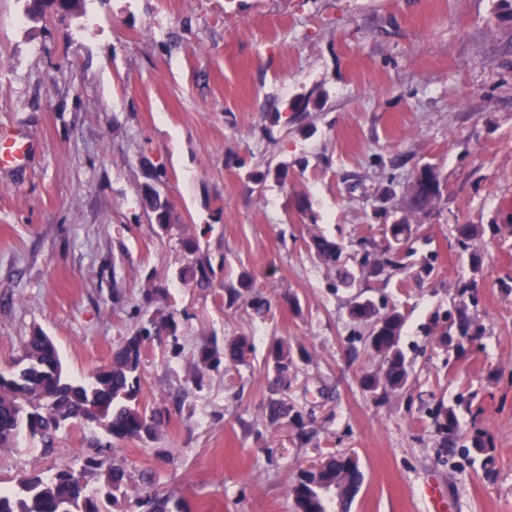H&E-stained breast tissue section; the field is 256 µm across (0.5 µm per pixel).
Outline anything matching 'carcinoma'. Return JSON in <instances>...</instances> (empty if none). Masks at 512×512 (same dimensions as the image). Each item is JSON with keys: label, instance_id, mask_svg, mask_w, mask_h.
<instances>
[{"label": "carcinoma", "instance_id": "1", "mask_svg": "<svg viewBox=\"0 0 512 512\" xmlns=\"http://www.w3.org/2000/svg\"><path fill=\"white\" fill-rule=\"evenodd\" d=\"M280 182L288 178V164L271 170L254 169L247 174L249 182L260 185L269 177ZM437 169L422 165L407 188L409 215L386 228L388 246L371 264L361 265L354 273L342 259L340 244L320 232L317 226L308 230L307 247L317 259L347 288L361 278L368 282L386 281L391 272L410 268L406 259L414 256L417 226L412 220L428 214L441 201L443 191ZM140 203L152 223L163 229L171 223V209L166 198L146 181L141 186ZM459 242L464 249L473 247L479 235L472 224L457 226ZM215 268L212 257L201 254L189 270V280L199 288L212 284ZM472 284L458 286L454 325L456 335L448 330L434 333L438 344L464 351L463 342L478 329L476 315L468 303ZM254 280L241 275L237 283L224 287V304L232 309L247 306L253 314L264 317L270 312L269 300L253 292ZM350 319L366 327L364 345L379 359L376 372H366L359 378L364 394L373 400L390 395H402L409 389L412 370L400 341L406 322L405 314L396 306L381 310L375 300L358 292L348 302ZM179 323L172 313H157L145 325L135 328L113 350L112 359L97 367L83 381L71 378L60 359L58 350L44 332L34 330L23 342L22 356L16 371H0V448H13L19 436L39 441L44 451L54 448L60 428L76 422H95L109 438V446L117 448L128 441H152L166 424L168 409L148 407L140 397L139 366L147 345L156 339L171 340L172 352L180 354ZM254 352L253 337L232 336L220 344L216 340L201 345L191 359L194 383L201 387L209 372L247 364ZM309 357L308 351L292 347L288 340L275 337L269 344L267 362L274 378L270 382V397L265 407V420L273 429L292 431L299 442L309 441L305 416L288 398L297 373L298 363ZM430 427L439 448H451L460 436L461 428L456 409L440 401L431 411ZM105 467L104 492L88 489L86 470L71 467L60 469L54 479L24 477L17 490L0 491V512H103L101 497L114 498L116 493H128L126 471L116 458L92 462V467ZM364 476L359 463L351 462L346 453L330 452L313 465L298 471L290 493L296 512H335L336 503L350 512ZM136 503L143 512H189L183 500L172 495H160L151 489V477L142 476V485L135 490Z\"/></svg>", "mask_w": 512, "mask_h": 512}]
</instances>
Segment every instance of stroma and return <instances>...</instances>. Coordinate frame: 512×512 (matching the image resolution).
Instances as JSON below:
<instances>
[{
	"label": "stroma",
	"mask_w": 512,
	"mask_h": 512,
	"mask_svg": "<svg viewBox=\"0 0 512 512\" xmlns=\"http://www.w3.org/2000/svg\"><path fill=\"white\" fill-rule=\"evenodd\" d=\"M321 94L323 109L293 120L298 101ZM0 135L37 143L0 168V370L39 328L86 378L148 320L151 273L167 290L160 308L182 322L181 356L164 339L142 357L143 402L179 394L183 405L157 440L119 447L132 483L151 474L190 512H295L298 469L338 451L364 473L352 512H429L430 479L449 512H512V0H84L78 16L45 21L0 0ZM283 162L286 182L247 183V170ZM427 163L445 186L415 243L433 270L374 293L406 314L409 393L378 403L358 383L379 361L348 316L354 291L312 257L307 226L358 265L359 241L384 246L402 217L382 192L404 196ZM154 171L172 210L163 232L139 202ZM460 224L480 231L472 249ZM189 240L224 262L211 287L180 278ZM245 272L272 317L225 308V284ZM461 281L474 284L481 327L463 355L429 336L453 319ZM240 333L255 338L247 364L189 381L201 344ZM274 336L311 354L291 393L313 416L306 445L264 423ZM441 399L459 407L448 453L427 417ZM106 441L86 423L62 428L49 454L20 439L0 448V488L81 467Z\"/></svg>",
	"instance_id": "1"
}]
</instances>
